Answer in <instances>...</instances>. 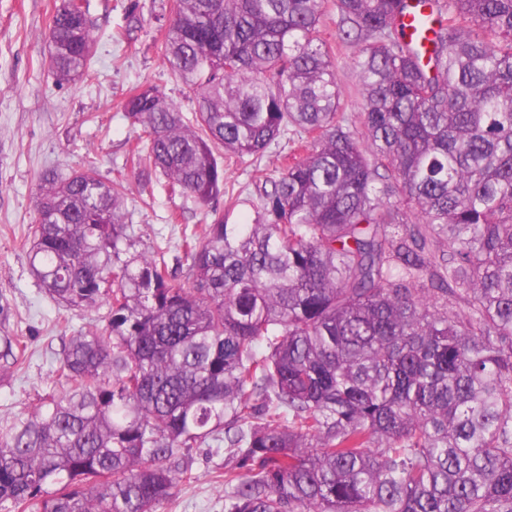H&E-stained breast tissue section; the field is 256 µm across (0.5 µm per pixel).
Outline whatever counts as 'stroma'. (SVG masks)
<instances>
[{"label": "stroma", "mask_w": 512, "mask_h": 512, "mask_svg": "<svg viewBox=\"0 0 512 512\" xmlns=\"http://www.w3.org/2000/svg\"><path fill=\"white\" fill-rule=\"evenodd\" d=\"M55 0H0V299L7 300L6 325L25 337V360L10 384L0 385V421L19 415L49 391L54 354L62 337L97 323L101 310L73 311L55 303L31 275L28 242L36 215L41 172H68L95 161L103 180L125 178L133 185L127 202L141 247L165 237L178 241L184 229L200 224L192 199L166 178L136 185L127 158L135 133L121 103L138 85L157 87L180 104L185 116L194 105L162 60L164 32L173 0H85L95 26L92 79L58 84L49 67L47 27ZM323 37L332 47L344 108L361 109L354 51L336 37L328 15ZM294 144L281 142L259 158L244 157L224 169V194L212 203L225 223L257 216L256 183L285 168ZM228 457L220 448L192 449L197 479L181 486L158 512H224V487L216 477Z\"/></svg>", "instance_id": "35a3bbf8"}]
</instances>
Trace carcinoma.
Returning a JSON list of instances; mask_svg holds the SVG:
<instances>
[{
  "mask_svg": "<svg viewBox=\"0 0 512 512\" xmlns=\"http://www.w3.org/2000/svg\"><path fill=\"white\" fill-rule=\"evenodd\" d=\"M334 0L361 111L343 112L328 0H174L163 62L195 123L152 86L122 108L138 176L202 209L221 156L305 152L216 216L134 251L130 184L95 162L39 178L28 251L58 304L107 308L63 342L54 389L0 424V506L158 512L224 445V512H512V0ZM60 82L92 79L94 24L59 0ZM0 329V383L24 357Z\"/></svg>",
  "mask_w": 512,
  "mask_h": 512,
  "instance_id": "carcinoma-1",
  "label": "carcinoma"
}]
</instances>
